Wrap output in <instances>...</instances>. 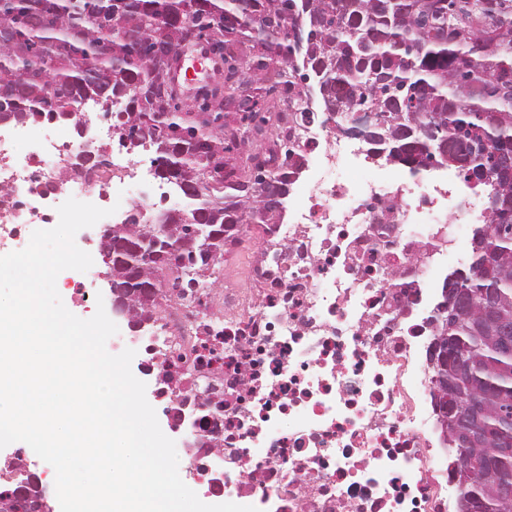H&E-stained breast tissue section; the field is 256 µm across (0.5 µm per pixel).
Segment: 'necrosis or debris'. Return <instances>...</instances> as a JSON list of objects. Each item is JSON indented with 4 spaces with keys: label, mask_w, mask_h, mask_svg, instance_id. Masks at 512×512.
<instances>
[{
    "label": "necrosis or debris",
    "mask_w": 512,
    "mask_h": 512,
    "mask_svg": "<svg viewBox=\"0 0 512 512\" xmlns=\"http://www.w3.org/2000/svg\"><path fill=\"white\" fill-rule=\"evenodd\" d=\"M277 135L291 148L279 224L224 249L216 303L172 293L160 327L132 336L158 399L183 414L189 391L219 465L197 471L199 498L258 512H466L432 393L428 315L483 223L479 189L441 166L408 179L354 132L353 116L300 118L309 102L281 88ZM72 120L16 126L0 139V240L31 223L55 227L68 180L77 200L149 212L164 191L152 147L114 146L95 98ZM106 168H98V161ZM223 487L211 491L213 481Z\"/></svg>",
    "instance_id": "necrosis-or-debris-1"
}]
</instances>
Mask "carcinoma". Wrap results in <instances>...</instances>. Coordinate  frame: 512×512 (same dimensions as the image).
I'll use <instances>...</instances> for the list:
<instances>
[{
	"label": "carcinoma",
	"instance_id": "1",
	"mask_svg": "<svg viewBox=\"0 0 512 512\" xmlns=\"http://www.w3.org/2000/svg\"><path fill=\"white\" fill-rule=\"evenodd\" d=\"M226 14L236 24L224 32V64L255 65L258 96L296 84L308 99L318 88L325 112L373 113L367 138L412 175L446 165L467 180L512 155V0H0V123L62 118L70 99L90 95L127 147L150 135L152 162L176 192L200 182L169 214L171 233L148 236L135 213L100 242L112 287L140 322L153 319L161 292L145 288L149 276L172 264L205 276L254 220L263 183L241 156L287 192L289 155L275 172L256 163L277 146L275 106L250 112L229 96L213 112H184L162 88L164 53L178 48L185 22L204 32ZM476 186L488 221L473 233L461 283L472 313L448 325L445 375L461 398L478 393L486 404L483 447L455 477L467 503L499 512L498 486H512V353L496 349L476 314L491 294L512 318V175ZM195 217L207 230L186 248ZM460 357L472 362L465 374ZM43 500L35 478L1 490L0 512H38Z\"/></svg>",
	"mask_w": 512,
	"mask_h": 512
}]
</instances>
